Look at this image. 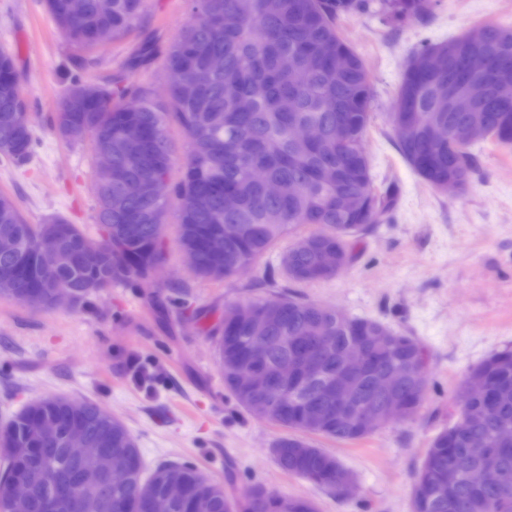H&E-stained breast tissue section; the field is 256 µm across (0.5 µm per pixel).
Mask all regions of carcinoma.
I'll list each match as a JSON object with an SVG mask.
<instances>
[{
	"mask_svg": "<svg viewBox=\"0 0 512 512\" xmlns=\"http://www.w3.org/2000/svg\"><path fill=\"white\" fill-rule=\"evenodd\" d=\"M60 33L76 48L96 47L93 33L112 28L113 37L127 33L139 18L144 0H112V13L103 14L97 0H44ZM195 20L158 51L164 73L172 79L169 98L158 101L150 89L126 79L104 83L83 76L86 60L75 58L74 71L63 98L81 96L85 111L72 112V125L88 132L91 149L106 147L112 153L120 179L96 177V198L112 199V223L129 225L128 215L138 216L123 252L102 236L69 225L67 240L50 245L53 224H29L15 200L0 192V238L13 243L0 249V297L26 303L25 295L50 296L51 283L76 290V302L98 296L84 288L94 277L106 288L115 284H148L144 265L133 260L141 248L154 242L158 220L167 217L169 201L178 203V242L199 252L193 275L212 281L234 276L240 263L256 264L280 241L289 239L279 258L282 277L295 284H313L334 278L350 260L349 241L369 224H381L394 209L392 186H375L363 141L372 122V86L356 51L341 36L339 23L357 13L376 9L392 22L424 19L432 0H191ZM491 45L507 48L492 58L484 78L493 84L491 96L478 113L481 129L468 137L448 131V139L433 143L423 131L439 118L448 117V81L462 86L470 78L463 66L449 80L430 83L415 78L414 59L466 38L462 34L424 45L413 54L399 85L390 124L400 132L399 150L405 161L431 187L457 181L469 187L476 173L479 144L512 145V25L482 23L473 27ZM324 50L343 54L349 67L337 78L327 68L284 70L279 58L294 59ZM213 56L224 58V67L210 66ZM28 107L21 93L13 55L0 50V158L17 166L32 156L30 125H22L20 110ZM183 131L187 146L180 177L169 183L168 195L156 197L141 189L157 169L171 171L172 143L169 124ZM301 123L325 127L330 140L308 146L293 142V129ZM346 131L347 167L340 179L329 177L336 166V129ZM280 182L282 193L267 197L261 178ZM239 200L235 211L224 209V196ZM348 194L363 200L355 214L336 209V197ZM235 231L226 242V230ZM271 308L277 316L264 325L271 337L266 367L303 349L315 364L305 369L298 387L288 389V406L273 405L267 421L284 429L273 444L278 467L327 492L337 493L339 459L313 445L309 435L338 442L361 440L373 430L338 428L336 423L313 426L314 409L329 408L322 382L336 376L338 352L358 347L371 359V369L427 362V355L412 337L366 317L336 319V310L288 295L248 300L224 308L213 329L224 386L245 410L267 403L257 387L237 381L232 367L246 366L247 346L255 333L254 320L243 311ZM484 377L492 386L494 412L484 418L485 400L470 393L468 381ZM464 399L459 420L440 430L431 440L414 477L412 512H512V452L471 458L466 442L485 437L500 448L501 433L512 430V347L497 351L471 367L458 386ZM406 419L421 408L425 386L409 379L401 388ZM78 424L92 447L112 455L126 466L127 479L101 489L90 484L66 450L63 433L46 440L39 429L49 421ZM0 512H43V502L59 498L60 489L83 486L82 512H140L141 502L161 493L177 480L188 497L173 499L170 512H317L309 498L266 495L253 486L236 495L233 488L206 477L197 469L167 463L147 473L134 437L124 423L108 418L87 399L48 396L23 407L0 426ZM480 465L495 467L503 480L496 487L475 488L468 472ZM21 475L30 484L25 500L6 492L9 479Z\"/></svg>",
	"mask_w": 512,
	"mask_h": 512,
	"instance_id": "carcinoma-1",
	"label": "carcinoma"
}]
</instances>
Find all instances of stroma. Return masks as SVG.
<instances>
[{
    "mask_svg": "<svg viewBox=\"0 0 512 512\" xmlns=\"http://www.w3.org/2000/svg\"><path fill=\"white\" fill-rule=\"evenodd\" d=\"M193 18L189 0H146L126 37L94 49L98 66L89 79L123 71L161 92V59L133 72L126 65L147 36L170 42ZM483 22L512 24V0H433L421 21L356 14L341 25L372 80L374 121L364 149L375 180L394 184L398 204L390 223L354 237V258L335 278L297 292L348 315L379 319L428 352L426 396L413 420L389 423L354 444L314 438L353 476L350 495L280 470L271 448L281 429L246 413L224 388L210 328L225 305L272 295L284 279L271 287L257 283L255 266L226 282L193 277L177 242L174 202L155 282L115 285L51 310L0 299V423L45 396L86 398L126 425L145 470L192 465L239 492L259 484L312 499L318 512H411L413 476L431 438L458 410L460 379L473 364L512 347V147L480 148L474 181L451 195L408 165L387 114L414 49ZM1 48L16 57L36 143L26 168L0 161V191L16 199L29 223L59 216L98 234L90 146L64 141L49 124L72 49L43 0H0Z\"/></svg>",
    "mask_w": 512,
    "mask_h": 512,
    "instance_id": "obj_1",
    "label": "stroma"
}]
</instances>
